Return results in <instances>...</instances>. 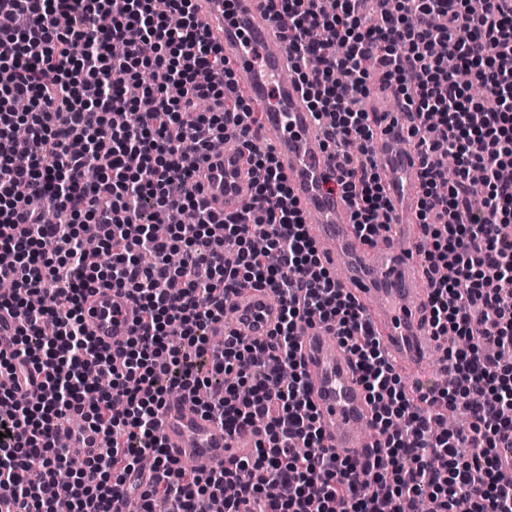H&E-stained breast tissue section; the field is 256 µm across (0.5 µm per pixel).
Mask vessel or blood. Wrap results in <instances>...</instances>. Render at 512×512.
I'll list each match as a JSON object with an SVG mask.
<instances>
[{"label":"vessel or blood","instance_id":"1","mask_svg":"<svg viewBox=\"0 0 512 512\" xmlns=\"http://www.w3.org/2000/svg\"><path fill=\"white\" fill-rule=\"evenodd\" d=\"M196 10L234 70L248 77V95L261 118L260 140L272 147L287 175L292 200L322 251L324 265L343 271L345 288L364 307L384 349L401 369L415 373L435 345L423 319L427 291L418 285L415 249L397 250L392 242L415 221L421 165L414 151L397 149L407 120L393 106L392 88L376 78L368 96L379 137L377 162L390 187V222L379 233V247L369 249L350 223L345 198L333 188L335 161L324 128L314 119L301 87L285 77L288 50L267 0H196ZM201 172L202 194L213 212L237 213L249 204L253 175L243 152L213 147ZM137 316L126 292L116 288L98 290L82 309L87 332L115 352ZM278 319L279 306L270 294L247 287L230 295L223 318L213 323L211 332L265 337ZM300 354L324 443L340 456H358L369 445L366 430L373 411L349 352L333 331L315 321L303 330ZM159 433L170 455L190 461L198 473L230 457H250L259 438L251 428L227 435L221 425L175 398L160 413Z\"/></svg>","mask_w":512,"mask_h":512}]
</instances>
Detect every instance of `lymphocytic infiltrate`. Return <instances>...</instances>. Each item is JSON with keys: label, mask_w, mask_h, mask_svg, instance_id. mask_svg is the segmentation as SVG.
I'll use <instances>...</instances> for the list:
<instances>
[{"label": "lymphocytic infiltrate", "mask_w": 512, "mask_h": 512, "mask_svg": "<svg viewBox=\"0 0 512 512\" xmlns=\"http://www.w3.org/2000/svg\"><path fill=\"white\" fill-rule=\"evenodd\" d=\"M309 108L326 123L336 186L357 236L372 242L387 208L365 107L381 73L408 115L420 157L417 218L426 247L425 320L446 341L451 383L409 391L363 309L321 263L270 148L250 140L257 120L194 0H0V491L14 512H113L114 487L143 512H512V0H270ZM327 30L330 42L308 34ZM136 121L115 127L116 110ZM245 135L258 173L239 214L216 217L200 196L199 150ZM454 153L455 178L435 164ZM193 209L196 224L160 236L143 208ZM58 223H46L48 212ZM267 252L255 254L254 236ZM148 249L156 262L142 268ZM178 251V265L166 260ZM270 292L281 318L268 339L210 343L227 296ZM126 290L139 307L120 357L82 321L96 288ZM22 316L19 328L9 319ZM333 329L374 407L372 450L340 458L323 442L300 359L301 331ZM225 433L257 426L245 460L186 472L158 432L172 390ZM469 418L439 432L441 411ZM80 416L108 434L54 497L43 486L66 462L59 448Z\"/></svg>", "instance_id": "lymphocytic-infiltrate-1"}]
</instances>
